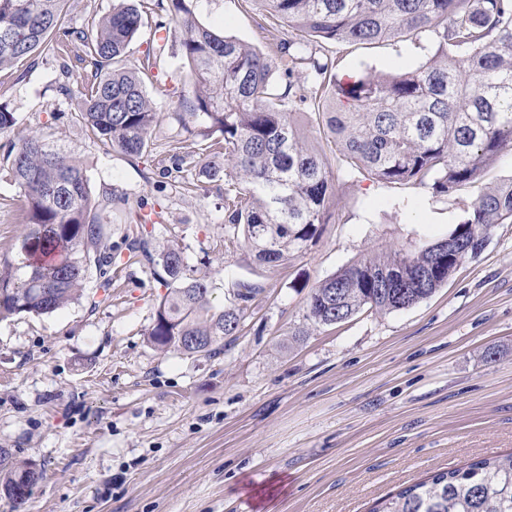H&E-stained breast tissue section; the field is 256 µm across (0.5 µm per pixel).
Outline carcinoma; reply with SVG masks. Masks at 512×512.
<instances>
[{
	"label": "carcinoma",
	"instance_id": "obj_1",
	"mask_svg": "<svg viewBox=\"0 0 512 512\" xmlns=\"http://www.w3.org/2000/svg\"><path fill=\"white\" fill-rule=\"evenodd\" d=\"M65 2L0 0V71L40 49L78 46L77 59L91 71L71 117L103 145L140 159L159 118L142 81L156 62L146 54L136 72L123 58L143 10L164 14L168 21L155 31L180 33L173 47L189 67L184 115L199 123L198 135L215 137L201 175L224 182V225L260 265L303 256L330 223L329 153L341 156L353 176L446 196L477 183L500 152L512 151V0H248L298 36L280 39L277 65L203 24L195 0H115L89 33L71 26ZM428 32L436 34L437 50L417 69L337 79L330 45L417 40ZM310 42L315 50L306 54ZM278 68L282 86L274 83ZM302 69L313 76L310 96L295 80ZM316 96L331 135L327 153L308 144L286 108ZM16 124V113L0 100V136ZM0 168L18 187L29 226L15 256L0 260V319L64 308L80 297L93 269L100 287H111L112 253L97 248L101 212L125 208L128 196L114 190L95 202L83 164L37 133L0 144ZM511 223L512 177L482 191L447 237L415 252L362 259L320 280L307 296L306 318L333 326L365 308H409L479 254L493 225ZM129 251L161 266L167 288L147 331L151 346L193 355L190 342L197 340L210 355L242 331L243 304L258 288L240 283L229 304L216 306L210 276L189 267L179 251L156 257L137 236ZM30 467L0 449V486L23 484ZM370 512H512V453L438 471Z\"/></svg>",
	"mask_w": 512,
	"mask_h": 512
}]
</instances>
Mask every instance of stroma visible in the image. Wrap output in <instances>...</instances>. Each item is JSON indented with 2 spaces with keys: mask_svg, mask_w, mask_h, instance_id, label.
<instances>
[{
  "mask_svg": "<svg viewBox=\"0 0 512 512\" xmlns=\"http://www.w3.org/2000/svg\"><path fill=\"white\" fill-rule=\"evenodd\" d=\"M196 11L276 57L279 33L244 0H198ZM155 21L145 17L125 57L135 69L156 51L144 87L160 120L147 156L129 161L68 120L88 73L73 48L66 75L48 51L0 72L13 135L36 131L68 147L93 198L147 197L159 217L140 230L153 253L180 249L211 275L217 300L240 281L259 293L240 336L214 356L148 343L165 289L145 264L119 267L106 290L89 275L82 297L53 314L0 320V448L44 472L24 512H369L437 471L511 453L512 223L491 228L483 250L413 307L326 327L307 320L306 298L357 260L447 237L482 187L512 176V152L442 197L352 177L331 157L333 218L320 239L298 259L256 264L224 242L223 183L205 198L187 188L207 142L179 120L187 69L158 48ZM436 47L432 34L338 44V76L413 69ZM24 231L19 190L1 174L0 257Z\"/></svg>",
  "mask_w": 512,
  "mask_h": 512,
  "instance_id": "1",
  "label": "stroma"
}]
</instances>
